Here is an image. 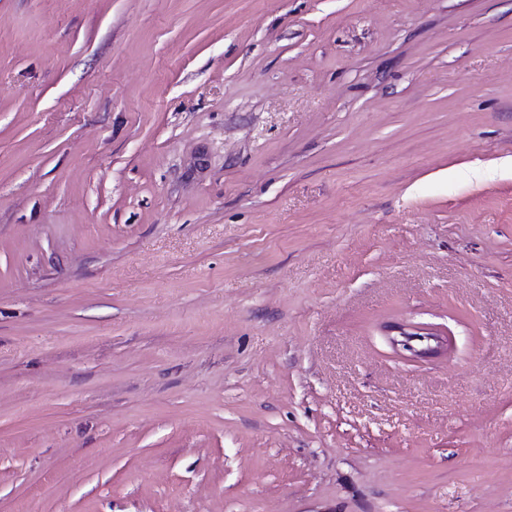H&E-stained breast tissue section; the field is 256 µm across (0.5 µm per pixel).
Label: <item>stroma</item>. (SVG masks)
Masks as SVG:
<instances>
[{
	"mask_svg": "<svg viewBox=\"0 0 512 512\" xmlns=\"http://www.w3.org/2000/svg\"><path fill=\"white\" fill-rule=\"evenodd\" d=\"M512 0H0V512H512Z\"/></svg>",
	"mask_w": 512,
	"mask_h": 512,
	"instance_id": "1",
	"label": "stroma"
}]
</instances>
